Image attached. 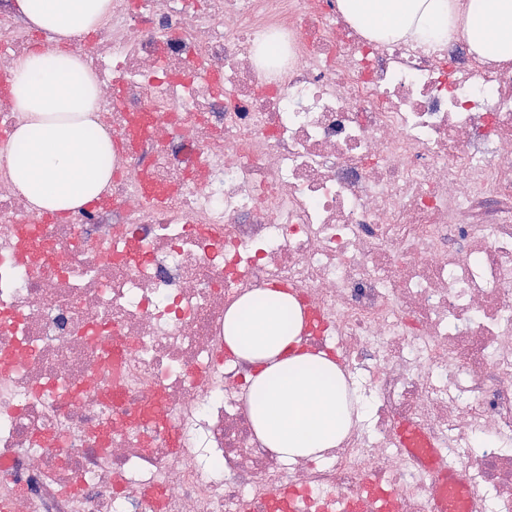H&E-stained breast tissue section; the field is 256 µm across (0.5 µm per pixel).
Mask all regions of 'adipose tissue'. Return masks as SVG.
Masks as SVG:
<instances>
[{
	"instance_id": "1",
	"label": "adipose tissue",
	"mask_w": 512,
	"mask_h": 512,
	"mask_svg": "<svg viewBox=\"0 0 512 512\" xmlns=\"http://www.w3.org/2000/svg\"><path fill=\"white\" fill-rule=\"evenodd\" d=\"M365 36L417 46L460 35L486 62L512 61V0H338ZM112 0H12L14 15L53 41L13 69L12 107L24 121L6 155L10 180L39 211L68 212L96 200L112 179V136L102 95L76 44L99 29ZM304 317L284 288L243 296L224 314V345L245 360L255 436L281 459H321L366 417L364 401L326 354L301 347Z\"/></svg>"
}]
</instances>
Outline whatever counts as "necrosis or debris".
Listing matches in <instances>:
<instances>
[{
  "label": "necrosis or debris",
  "instance_id": "necrosis-or-debris-1",
  "mask_svg": "<svg viewBox=\"0 0 512 512\" xmlns=\"http://www.w3.org/2000/svg\"><path fill=\"white\" fill-rule=\"evenodd\" d=\"M30 47L0 8V78ZM79 50L105 207L34 212L0 141L5 512H268L284 483L304 512L390 489L432 512L401 420L467 512H512V65L367 40L335 0H112ZM270 287L372 400L322 463L262 445L224 352L227 309ZM396 441L407 454L421 456L438 489H445V494L434 497L433 511H454L453 506H448V483L454 481L455 473L442 465L428 436L417 425L403 423L398 427Z\"/></svg>",
  "mask_w": 512,
  "mask_h": 512
}]
</instances>
